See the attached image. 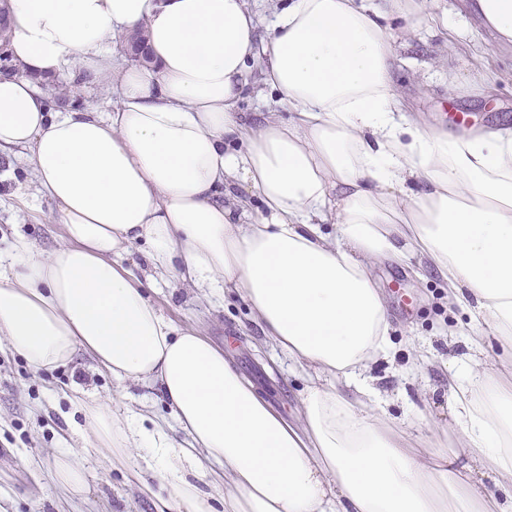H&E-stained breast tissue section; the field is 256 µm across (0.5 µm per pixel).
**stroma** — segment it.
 Segmentation results:
<instances>
[{"label": "stroma", "mask_w": 512, "mask_h": 512, "mask_svg": "<svg viewBox=\"0 0 512 512\" xmlns=\"http://www.w3.org/2000/svg\"><path fill=\"white\" fill-rule=\"evenodd\" d=\"M402 36V59L393 78L407 107L422 125L457 133L455 116L468 115L469 127H493L512 120V51L501 48L468 0H428L425 9L390 19ZM73 73L61 74L55 94L60 105L81 95L85 107L111 111L117 96L95 84L74 89ZM13 178L0 183V250L23 232L42 250L55 248L63 234L51 201L39 197L38 181L22 150L0 157V170ZM391 316V352L372 373L392 394L386 414L409 433L431 438L438 450L456 451L458 435L449 428L448 376L440 366L450 358L467 361L471 349L468 310L449 306L446 284L431 272L415 276L408 264L374 268ZM176 327L195 325L251 378L274 408L298 416L305 388L303 371L272 346L256 325L249 305L238 296L204 298L197 289L166 280L150 293ZM421 361H413L414 353ZM113 400L150 417L171 420L159 387L123 382L98 373L82 357L53 369H36L10 350H0V512H153V503L128 483L126 471L84 448L76 431L83 416L66 395L72 386ZM447 431L437 430V423ZM80 455L87 487L65 492L55 463Z\"/></svg>", "instance_id": "35a3bbf8"}]
</instances>
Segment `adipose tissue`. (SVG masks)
<instances>
[{
	"label": "adipose tissue",
	"mask_w": 512,
	"mask_h": 512,
	"mask_svg": "<svg viewBox=\"0 0 512 512\" xmlns=\"http://www.w3.org/2000/svg\"><path fill=\"white\" fill-rule=\"evenodd\" d=\"M422 7L289 0L261 47L246 0H9L17 71L0 78V153L27 152L64 236L44 253L19 234L0 252V337L37 369L84 353L113 378L160 384L171 428L77 387L68 397L88 445L143 492L167 486L157 512H215L217 486L224 512H447V488L467 512H512V124H415L383 19ZM474 8L512 47V0ZM140 27L148 62L118 66L117 35ZM76 65L117 90L112 111H47L34 76ZM255 68L272 97L252 126L237 105ZM139 244L153 276L248 302L307 371L298 421L150 301L117 263ZM410 257L471 310L472 346L490 339L508 358L446 368L463 466L389 421L366 376L390 348L374 267Z\"/></svg>",
	"instance_id": "adipose-tissue-1"
}]
</instances>
